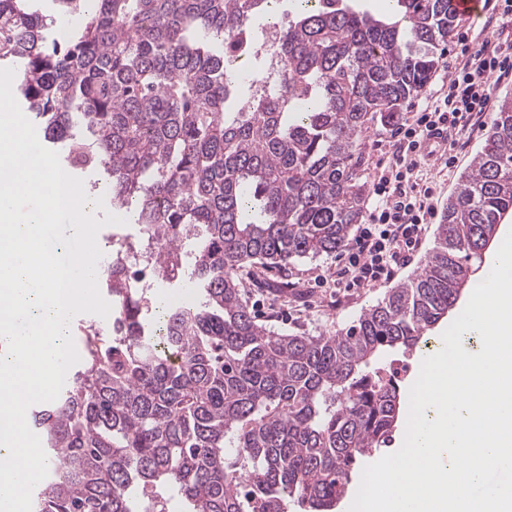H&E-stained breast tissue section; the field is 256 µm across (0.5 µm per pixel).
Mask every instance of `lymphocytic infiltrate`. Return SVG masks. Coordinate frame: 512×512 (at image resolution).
I'll list each match as a JSON object with an SVG mask.
<instances>
[{"label":"lymphocytic infiltrate","mask_w":512,"mask_h":512,"mask_svg":"<svg viewBox=\"0 0 512 512\" xmlns=\"http://www.w3.org/2000/svg\"><path fill=\"white\" fill-rule=\"evenodd\" d=\"M490 8L481 41L459 40L448 62V78L426 103L409 105L392 117L393 151L378 156L374 165L370 221L358 229L337 265V284L369 287L406 264L432 214L427 194L413 179L417 143L438 126L454 142L482 127L493 86L512 81V0H492Z\"/></svg>","instance_id":"lymphocytic-infiltrate-1"}]
</instances>
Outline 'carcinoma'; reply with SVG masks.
I'll use <instances>...</instances> for the list:
<instances>
[{"instance_id":"cac0c4a2","label":"carcinoma","mask_w":512,"mask_h":512,"mask_svg":"<svg viewBox=\"0 0 512 512\" xmlns=\"http://www.w3.org/2000/svg\"><path fill=\"white\" fill-rule=\"evenodd\" d=\"M81 18L48 42L23 0H0V63L73 170H102L140 236L123 256L197 304L155 307L140 271L101 277L111 312L53 402L31 407L48 461L32 512H136L145 488L186 512H333L363 458L399 425L397 383L376 378L471 288V260L512 216V96L448 199L409 280L334 335L281 334L242 298L239 271L340 251L360 223L364 136L437 70L452 0H394L375 16L303 0L279 33V90L255 82L251 20L269 0H58ZM252 62L249 94L230 59Z\"/></svg>"}]
</instances>
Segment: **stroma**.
<instances>
[{
	"label": "stroma",
	"mask_w": 512,
	"mask_h": 512,
	"mask_svg": "<svg viewBox=\"0 0 512 512\" xmlns=\"http://www.w3.org/2000/svg\"><path fill=\"white\" fill-rule=\"evenodd\" d=\"M486 131L474 130L466 144L458 145L453 167L440 170L421 165L420 175L433 191L431 204L442 212L461 175L484 143ZM435 224H427L411 262L399 269L393 282L382 281L368 288H336L331 277L338 255H323L296 263L288 270L271 269L254 280L244 278L242 293L254 315L267 327L288 334H333L352 325L362 311L383 299L391 283H402L423 264L434 244Z\"/></svg>",
	"instance_id": "stroma-1"
}]
</instances>
